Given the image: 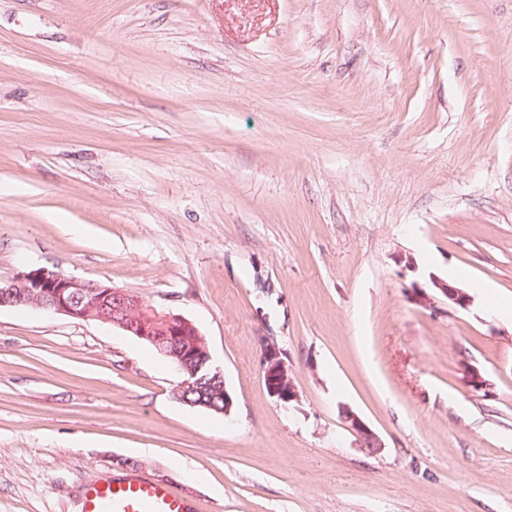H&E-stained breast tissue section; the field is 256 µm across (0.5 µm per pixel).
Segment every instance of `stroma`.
Masks as SVG:
<instances>
[{"label": "stroma", "instance_id": "1", "mask_svg": "<svg viewBox=\"0 0 512 512\" xmlns=\"http://www.w3.org/2000/svg\"><path fill=\"white\" fill-rule=\"evenodd\" d=\"M39 267L191 320L234 407L2 307L0 512L134 473L198 512H512V0H0V285ZM262 370L267 392L272 398L284 406L297 400V391L288 376L286 356L273 341L266 343ZM343 419L346 426L359 437L365 448L370 445L366 448L367 450L370 449V453L377 454L383 450L384 446L379 435L357 412L346 407V411L343 412Z\"/></svg>", "mask_w": 512, "mask_h": 512}]
</instances>
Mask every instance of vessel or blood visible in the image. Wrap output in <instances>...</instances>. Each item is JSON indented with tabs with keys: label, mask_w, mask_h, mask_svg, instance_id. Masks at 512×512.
Here are the masks:
<instances>
[{
	"label": "vessel or blood",
	"mask_w": 512,
	"mask_h": 512,
	"mask_svg": "<svg viewBox=\"0 0 512 512\" xmlns=\"http://www.w3.org/2000/svg\"><path fill=\"white\" fill-rule=\"evenodd\" d=\"M78 512H193V508L165 485L131 474L85 486Z\"/></svg>",
	"instance_id": "b4317fda"
}]
</instances>
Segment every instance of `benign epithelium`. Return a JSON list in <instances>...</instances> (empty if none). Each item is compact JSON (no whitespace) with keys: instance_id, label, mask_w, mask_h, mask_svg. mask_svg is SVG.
<instances>
[{"instance_id":"obj_1","label":"benign epithelium","mask_w":512,"mask_h":512,"mask_svg":"<svg viewBox=\"0 0 512 512\" xmlns=\"http://www.w3.org/2000/svg\"><path fill=\"white\" fill-rule=\"evenodd\" d=\"M433 285L456 308L466 309L472 303L471 296L456 286L442 280L433 281ZM20 305L35 306L78 320L112 324L149 342L160 354L175 360L174 368L183 377L178 386L180 391L190 383L187 376L194 375L197 368L211 361L205 338L192 321L161 310L129 291L101 282L77 279L45 267L33 269L19 275L15 283L0 291V308ZM262 370L271 397L285 406L297 400V391L288 376L286 356L274 342L266 343ZM215 381L221 383L223 394V404L217 410L228 417L234 399L218 369ZM343 419L362 445L370 447V453L383 450L379 435L357 412L348 407Z\"/></svg>"}]
</instances>
